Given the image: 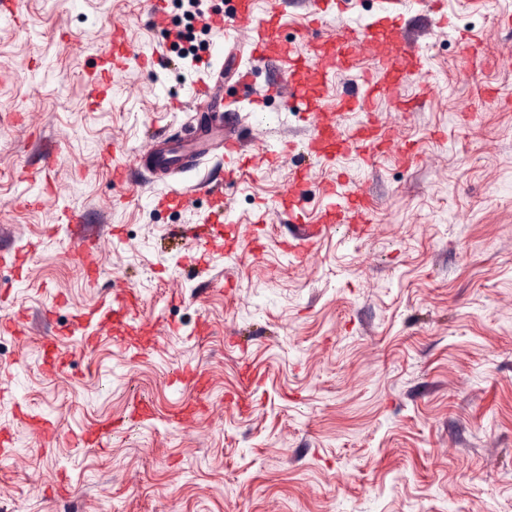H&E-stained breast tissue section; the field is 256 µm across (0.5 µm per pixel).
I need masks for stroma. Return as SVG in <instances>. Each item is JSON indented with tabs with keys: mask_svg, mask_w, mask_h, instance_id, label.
<instances>
[{
	"mask_svg": "<svg viewBox=\"0 0 512 512\" xmlns=\"http://www.w3.org/2000/svg\"><path fill=\"white\" fill-rule=\"evenodd\" d=\"M146 2L20 0V23L0 19V317H25L22 335L0 331V435L12 439L0 512H512V0H444L445 24L401 0L424 70L401 89L411 111L370 108L419 160H309L298 218L279 207L293 154L225 184L231 162L216 150L179 176L222 185L220 205L201 191L158 207L166 177L113 183L103 155L131 162L155 134L196 124L201 71L149 27ZM382 8L346 0L318 35ZM116 28L130 57L101 101L88 75ZM464 34L481 38L483 67L461 51ZM196 37L222 52L224 103L258 147L309 137L298 104L242 100L237 65L258 93L283 79L276 60L251 57L245 25ZM491 93L501 107L487 108ZM44 165L47 183L24 179ZM336 179L372 196L368 235L334 227L295 259V222L318 223ZM65 209L86 219L95 278ZM119 291L154 335L132 354L110 335L88 349L61 338L68 367L48 373L44 337ZM186 367L208 394L179 427L196 397ZM139 398L154 412L133 422ZM93 431L100 444L84 445Z\"/></svg>",
	"mask_w": 512,
	"mask_h": 512,
	"instance_id": "1",
	"label": "stroma"
}]
</instances>
